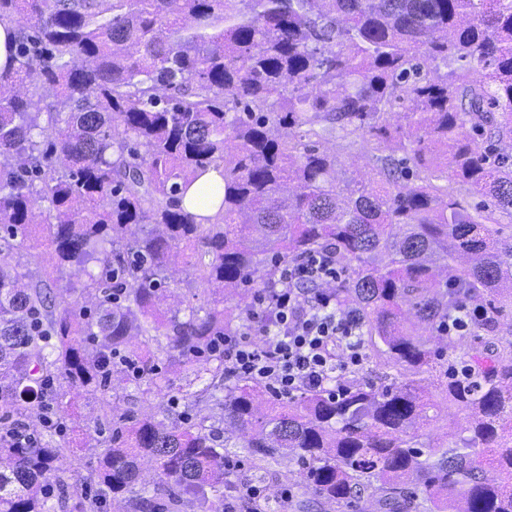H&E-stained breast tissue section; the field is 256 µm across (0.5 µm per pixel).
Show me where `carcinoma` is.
<instances>
[{
  "label": "carcinoma",
  "instance_id": "carcinoma-1",
  "mask_svg": "<svg viewBox=\"0 0 512 512\" xmlns=\"http://www.w3.org/2000/svg\"><path fill=\"white\" fill-rule=\"evenodd\" d=\"M14 15L30 26L0 75V512H101L108 495L134 512H224L239 482L227 448L290 455L339 505L368 495L380 512H512V235L495 216H512V0H0V19ZM10 85L56 102L34 111ZM399 100L411 108L392 125ZM338 130L343 150L393 141L404 157L339 188L336 154L320 148ZM210 167L224 168L206 194L218 211H186L181 196ZM458 184L492 206H463ZM42 202L51 220L32 244ZM182 244L213 286L206 311L159 308ZM41 245L60 275L30 283L5 253ZM326 247L350 271L338 303L402 380L354 377L260 419L266 388L226 385L212 354L224 296L273 288L276 260ZM466 300L487 311L478 347L441 329ZM134 336L158 355L141 356ZM121 353L139 360L136 387L178 392L187 409L112 419L106 493L91 496L60 475L54 429L30 418L51 403L66 413L56 382L106 396ZM432 369L465 412L435 444L418 434ZM145 463L150 488L138 487Z\"/></svg>",
  "mask_w": 512,
  "mask_h": 512
}]
</instances>
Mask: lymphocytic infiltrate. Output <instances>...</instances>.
Listing matches in <instances>:
<instances>
[{"label": "lymphocytic infiltrate", "mask_w": 512, "mask_h": 512, "mask_svg": "<svg viewBox=\"0 0 512 512\" xmlns=\"http://www.w3.org/2000/svg\"><path fill=\"white\" fill-rule=\"evenodd\" d=\"M346 276L328 249L281 263L278 288L256 292L246 318L224 333L227 373L281 398L317 389L340 393L365 361L356 338L360 318L336 299Z\"/></svg>", "instance_id": "1"}]
</instances>
